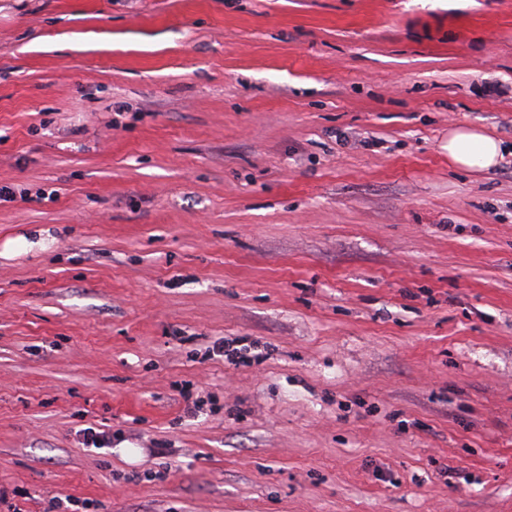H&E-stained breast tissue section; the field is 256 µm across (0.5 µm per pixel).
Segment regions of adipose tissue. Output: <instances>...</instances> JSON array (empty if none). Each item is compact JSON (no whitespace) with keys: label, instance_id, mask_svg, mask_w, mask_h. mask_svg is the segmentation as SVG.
I'll use <instances>...</instances> for the list:
<instances>
[{"label":"adipose tissue","instance_id":"ef3b65f1","mask_svg":"<svg viewBox=\"0 0 512 512\" xmlns=\"http://www.w3.org/2000/svg\"><path fill=\"white\" fill-rule=\"evenodd\" d=\"M507 152L501 140L473 127H458L448 134V159L458 166L487 172L497 167Z\"/></svg>","mask_w":512,"mask_h":512}]
</instances>
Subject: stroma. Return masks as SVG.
Returning <instances> with one entry per match:
<instances>
[{"label": "stroma", "instance_id": "stroma-1", "mask_svg": "<svg viewBox=\"0 0 512 512\" xmlns=\"http://www.w3.org/2000/svg\"><path fill=\"white\" fill-rule=\"evenodd\" d=\"M458 126L512 144V0H0V512H512V157ZM508 148L499 139L473 127H457L448 133V160L478 172L499 165ZM264 350L265 346H261L258 340L248 342V337L230 340L224 338L211 346L213 355L224 357V361L233 365H250L252 361L259 362L265 357Z\"/></svg>", "mask_w": 512, "mask_h": 512}]
</instances>
